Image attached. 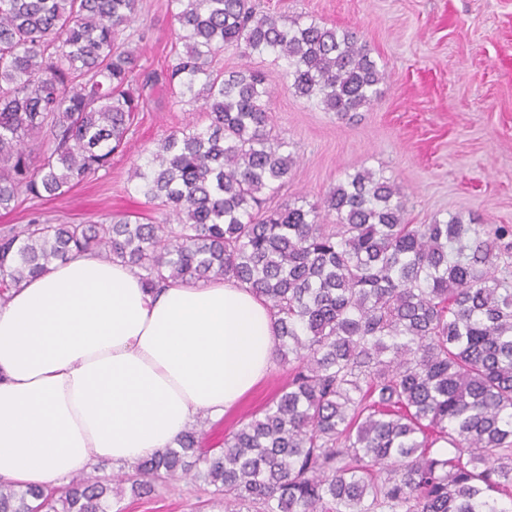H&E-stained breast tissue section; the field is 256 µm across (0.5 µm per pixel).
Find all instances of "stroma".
Instances as JSON below:
<instances>
[{
    "mask_svg": "<svg viewBox=\"0 0 512 512\" xmlns=\"http://www.w3.org/2000/svg\"><path fill=\"white\" fill-rule=\"evenodd\" d=\"M263 10L359 31L384 69L380 95L352 118L341 119L296 96L268 56L223 55L225 70L248 66L265 74L274 95L272 123L290 143L294 164L275 204L313 203L347 175L370 169L390 179L406 200V218L427 224L449 215L483 224L512 225V0H259ZM166 0H140L129 29L145 67L172 57ZM201 112L174 105L155 88L122 152L108 171L41 204L26 200L0 225L23 224L41 208L56 224L108 222L131 216L143 223L165 217L135 191L131 170L144 151L174 128L201 121ZM288 379L273 366L222 420L206 421L219 446L242 419L260 411ZM115 512H224L209 487L189 478L158 483L136 498L130 484L112 501Z\"/></svg>",
    "mask_w": 512,
    "mask_h": 512,
    "instance_id": "stroma-1",
    "label": "stroma"
}]
</instances>
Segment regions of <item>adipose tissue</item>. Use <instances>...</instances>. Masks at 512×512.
I'll return each mask as SVG.
<instances>
[{"label": "adipose tissue", "mask_w": 512, "mask_h": 512, "mask_svg": "<svg viewBox=\"0 0 512 512\" xmlns=\"http://www.w3.org/2000/svg\"><path fill=\"white\" fill-rule=\"evenodd\" d=\"M268 305L233 279L156 290L89 253L0 301V480L52 488L219 420L270 370Z\"/></svg>", "instance_id": "ef3b65f1"}]
</instances>
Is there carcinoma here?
<instances>
[{"label":"carcinoma","instance_id":"carcinoma-1","mask_svg":"<svg viewBox=\"0 0 512 512\" xmlns=\"http://www.w3.org/2000/svg\"><path fill=\"white\" fill-rule=\"evenodd\" d=\"M137 11L0 0L1 211L109 168L147 90L165 83L205 114L134 166L162 223L55 224L34 209L1 226L0 298L84 252L151 288L234 278L269 304L288 382L221 447L193 426L139 462L134 495L190 475L224 512H512V225L409 224L399 189L365 169L306 207L267 208L293 163L271 125L273 89L217 57L282 60L288 88L344 117L385 80L369 45L256 0H167L175 58L158 73L123 36ZM326 211L338 224L320 223ZM112 492L83 472L55 490L0 482V512H112Z\"/></svg>","mask_w":512,"mask_h":512}]
</instances>
